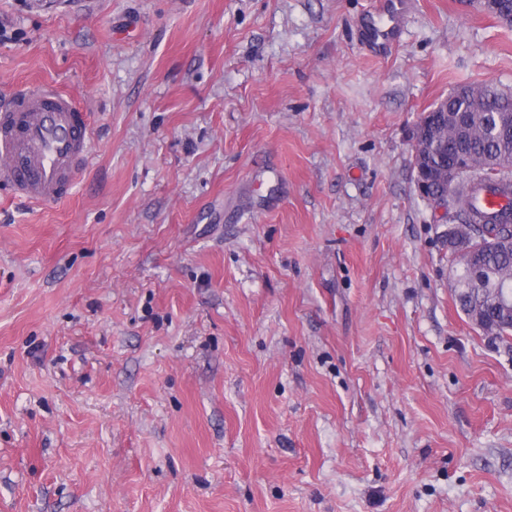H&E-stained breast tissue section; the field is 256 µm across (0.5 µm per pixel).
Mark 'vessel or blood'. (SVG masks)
Returning <instances> with one entry per match:
<instances>
[{
    "label": "vessel or blood",
    "mask_w": 512,
    "mask_h": 512,
    "mask_svg": "<svg viewBox=\"0 0 512 512\" xmlns=\"http://www.w3.org/2000/svg\"><path fill=\"white\" fill-rule=\"evenodd\" d=\"M404 0H376L361 39L375 53L393 46ZM91 130L84 110L58 86L20 87L0 111V181L16 197L44 204L67 198L90 160Z\"/></svg>",
    "instance_id": "b4317fda"
}]
</instances>
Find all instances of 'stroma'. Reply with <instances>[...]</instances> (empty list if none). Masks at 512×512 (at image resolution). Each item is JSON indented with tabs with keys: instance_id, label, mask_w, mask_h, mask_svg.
<instances>
[{
	"instance_id": "obj_1",
	"label": "stroma",
	"mask_w": 512,
	"mask_h": 512,
	"mask_svg": "<svg viewBox=\"0 0 512 512\" xmlns=\"http://www.w3.org/2000/svg\"><path fill=\"white\" fill-rule=\"evenodd\" d=\"M0 0V108L90 118L61 204L0 185V512H512V337L457 307L411 169L512 24L410 0ZM374 3L372 21L361 29V39L375 53L384 55L394 45L404 0H377Z\"/></svg>"
}]
</instances>
